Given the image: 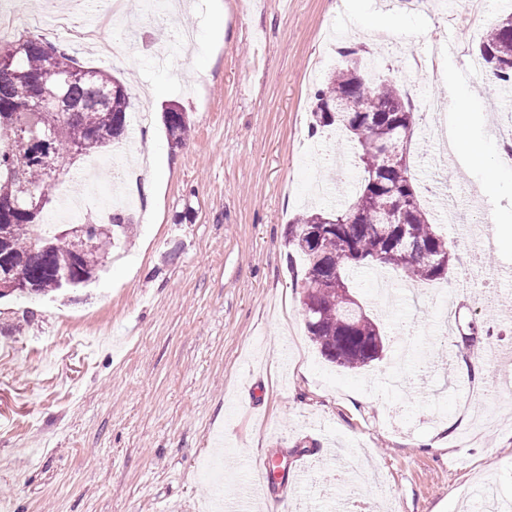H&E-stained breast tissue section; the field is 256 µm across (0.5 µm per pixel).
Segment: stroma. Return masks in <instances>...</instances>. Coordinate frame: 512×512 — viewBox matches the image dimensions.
Returning a JSON list of instances; mask_svg holds the SVG:
<instances>
[{"instance_id":"stroma-1","label":"stroma","mask_w":512,"mask_h":512,"mask_svg":"<svg viewBox=\"0 0 512 512\" xmlns=\"http://www.w3.org/2000/svg\"><path fill=\"white\" fill-rule=\"evenodd\" d=\"M39 22L5 23L7 37H39L74 52L80 65L123 73L133 109L147 108V137L128 131L96 168L64 164L49 213L81 198L100 217L118 181L114 155L151 156L137 228L96 280L57 299L0 300V512H203L214 498L240 500L259 460L304 466L309 481L274 482L279 512H339L357 499L372 512H485L462 496L482 474L512 502V388L503 365L474 367L457 356L472 326L512 343V313L473 299L489 271L512 269V169L486 189L499 127L512 124V96L485 87L477 57L505 0H433V7L389 9V0H177L142 21L143 0H124L123 26L102 23V0H33ZM354 27V41L376 49L371 77L386 66L411 73L413 57L437 56V76L411 74L418 125L430 100L445 103L448 124L465 119L469 150L413 136L407 158L419 194L480 192L462 213L488 226L479 255L458 244L439 212L430 222L454 244L458 262L414 292L404 277L368 268L354 281L387 338L382 362L348 373L326 362L303 315L300 263L284 236L308 208H337L358 181L332 160L353 156L345 134L311 137L309 76L324 72L328 25ZM127 43L99 63L81 35ZM171 52L157 63L153 48ZM179 105L191 131L170 144L165 106ZM459 292L458 329L445 332L447 290ZM54 348L52 362L43 353Z\"/></svg>"}]
</instances>
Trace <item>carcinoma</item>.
<instances>
[{
  "label": "carcinoma",
  "instance_id": "carcinoma-1",
  "mask_svg": "<svg viewBox=\"0 0 512 512\" xmlns=\"http://www.w3.org/2000/svg\"><path fill=\"white\" fill-rule=\"evenodd\" d=\"M27 49L18 52L12 66L0 71V113H22L34 90L30 79L49 90H58L78 108L58 112L54 103L45 110V122L52 135L54 163L70 156L80 145L91 154L108 148L129 126L130 97L123 81L109 71L84 69L60 45L32 37ZM485 73L500 85H512V16L490 23L478 47ZM372 54L363 44L340 48L343 63L312 97V132L327 129L347 134L358 146V168L363 172L354 200L339 210L310 211L288 225L285 243L288 259L300 258L303 265V312L307 332L326 361L356 372L379 359L370 342L382 335L380 324L367 313L350 309L345 302L348 277L368 266L399 271L420 286L443 278L457 261L448 240L435 230L420 201L406 208L395 224L381 223L383 214L398 207L404 196H416L409 163L400 167L385 164L383 152H404L417 120V108L398 84L385 75L377 82L360 81L344 59L355 62ZM77 70L94 76L91 81L62 83L64 73ZM176 145L190 132L188 116L179 113L166 125ZM11 145H0V210L3 223L13 225L10 249L0 252V269L10 268L17 276L48 296L59 292L56 271L74 277H94L112 255L119 242H128L133 219L123 209L112 210V233L101 232L89 248L80 236L63 246L39 250L54 237L31 222L24 211L18 184L3 177L15 168L24 170L32 188L52 201L55 178L43 162L30 155L11 127L0 125V137Z\"/></svg>",
  "mask_w": 512,
  "mask_h": 512
}]
</instances>
